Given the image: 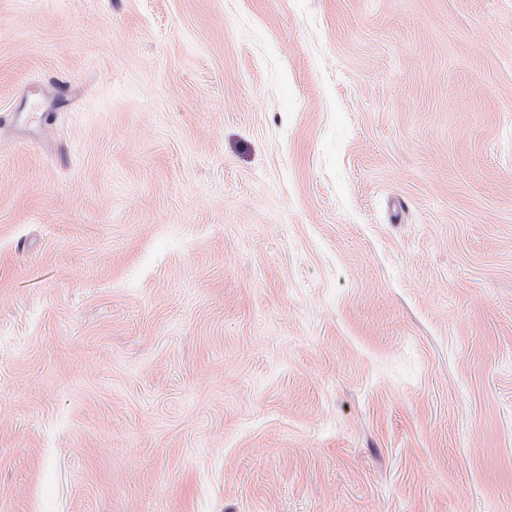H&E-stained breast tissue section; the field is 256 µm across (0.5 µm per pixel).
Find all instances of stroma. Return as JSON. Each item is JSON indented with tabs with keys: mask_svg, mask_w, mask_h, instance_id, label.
<instances>
[{
	"mask_svg": "<svg viewBox=\"0 0 512 512\" xmlns=\"http://www.w3.org/2000/svg\"><path fill=\"white\" fill-rule=\"evenodd\" d=\"M0 512H512V0H0Z\"/></svg>",
	"mask_w": 512,
	"mask_h": 512,
	"instance_id": "1",
	"label": "stroma"
}]
</instances>
